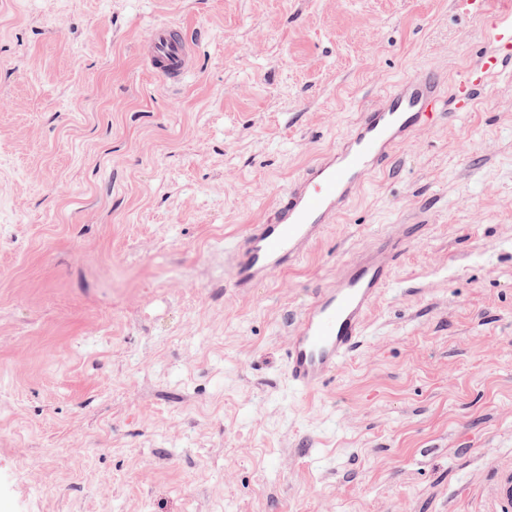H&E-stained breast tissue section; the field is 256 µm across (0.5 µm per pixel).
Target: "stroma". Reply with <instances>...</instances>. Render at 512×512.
<instances>
[{
	"label": "stroma",
	"instance_id": "obj_1",
	"mask_svg": "<svg viewBox=\"0 0 512 512\" xmlns=\"http://www.w3.org/2000/svg\"><path fill=\"white\" fill-rule=\"evenodd\" d=\"M454 0H0V512H482L512 459V68L417 132L298 265L227 249L361 110L491 17ZM200 31L171 89L154 26ZM404 238L309 393L312 290Z\"/></svg>",
	"mask_w": 512,
	"mask_h": 512
}]
</instances>
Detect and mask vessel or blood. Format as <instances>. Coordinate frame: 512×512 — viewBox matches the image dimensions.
Wrapping results in <instances>:
<instances>
[{
    "label": "vessel or blood",
    "mask_w": 512,
    "mask_h": 512,
    "mask_svg": "<svg viewBox=\"0 0 512 512\" xmlns=\"http://www.w3.org/2000/svg\"><path fill=\"white\" fill-rule=\"evenodd\" d=\"M494 50L469 68L451 95L439 75L425 73L399 82L376 105L362 110L336 151L321 155L280 193L264 223L250 225L232 243V285L249 288L275 268L298 264L346 209L368 175L392 167L396 153L439 116L469 111L477 92L512 48V9L498 12L489 27ZM140 55L164 85L181 84L191 72L195 42L184 26L155 25ZM380 239L370 252L347 261L336 284L316 289L293 322L286 354L292 386L307 392L334 377L365 334V318L380 297L402 248ZM486 512H512V461L492 465L483 485Z\"/></svg>",
    "instance_id": "1"
}]
</instances>
